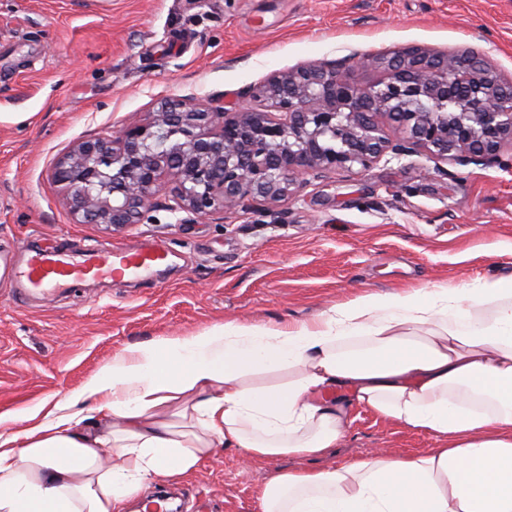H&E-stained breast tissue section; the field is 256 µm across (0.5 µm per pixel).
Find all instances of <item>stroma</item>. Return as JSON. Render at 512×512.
I'll use <instances>...</instances> for the list:
<instances>
[{
    "label": "stroma",
    "instance_id": "35a3bbf8",
    "mask_svg": "<svg viewBox=\"0 0 512 512\" xmlns=\"http://www.w3.org/2000/svg\"><path fill=\"white\" fill-rule=\"evenodd\" d=\"M407 46L484 55L512 77V0H0V252L98 241L159 247L165 266L54 297L21 296L0 273V411L59 400L127 345L236 318L305 320L366 292L512 276V168L420 152L309 178L265 216L76 224L54 163L74 142L146 118L170 95L221 105L272 73ZM318 459L245 464L218 451L174 492L178 512H261L277 469L331 467L379 448L437 447L431 435L355 409Z\"/></svg>",
    "mask_w": 512,
    "mask_h": 512
}]
</instances>
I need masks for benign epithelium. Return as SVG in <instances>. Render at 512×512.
<instances>
[{
	"mask_svg": "<svg viewBox=\"0 0 512 512\" xmlns=\"http://www.w3.org/2000/svg\"><path fill=\"white\" fill-rule=\"evenodd\" d=\"M359 68L379 76L361 83ZM192 105L172 96L148 118L75 143L53 170L77 224L118 230L154 222L155 199L198 218L266 212L307 184L390 153L507 168L512 78L474 52L418 46L358 61L309 62L238 93Z\"/></svg>",
	"mask_w": 512,
	"mask_h": 512,
	"instance_id": "obj_1",
	"label": "benign epithelium"
}]
</instances>
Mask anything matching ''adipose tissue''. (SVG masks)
<instances>
[{
    "mask_svg": "<svg viewBox=\"0 0 512 512\" xmlns=\"http://www.w3.org/2000/svg\"><path fill=\"white\" fill-rule=\"evenodd\" d=\"M357 407L440 445L272 473L262 512H512V278L126 346L53 409L0 412V512H125L224 447L320 458Z\"/></svg>",
    "mask_w": 512,
    "mask_h": 512,
    "instance_id": "obj_1",
    "label": "adipose tissue"
}]
</instances>
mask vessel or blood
<instances>
[{"label": "vessel or blood", "mask_w": 512, "mask_h": 512, "mask_svg": "<svg viewBox=\"0 0 512 512\" xmlns=\"http://www.w3.org/2000/svg\"><path fill=\"white\" fill-rule=\"evenodd\" d=\"M164 259L158 249L133 251L100 243L79 254L34 253L16 276L29 292L48 296L55 289L89 279L121 280L148 274Z\"/></svg>", "instance_id": "vessel-or-blood-1"}]
</instances>
